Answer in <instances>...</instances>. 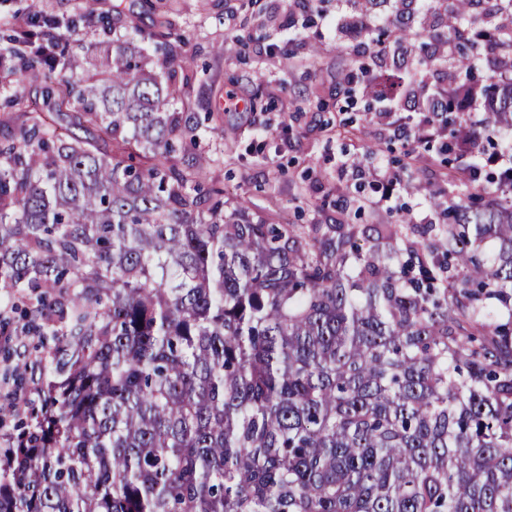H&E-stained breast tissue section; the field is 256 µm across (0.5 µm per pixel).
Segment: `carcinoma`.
<instances>
[{
  "label": "carcinoma",
  "mask_w": 512,
  "mask_h": 512,
  "mask_svg": "<svg viewBox=\"0 0 512 512\" xmlns=\"http://www.w3.org/2000/svg\"><path fill=\"white\" fill-rule=\"evenodd\" d=\"M410 2L436 34L377 29L397 95L436 39L458 80L488 44L512 61L488 21L512 0ZM33 25L0 39L24 105L0 121V334L53 347L39 403L0 409V512H512V200L478 164L422 241L276 222L204 186V153L174 162L199 134L172 28L82 61ZM488 81L484 131L512 142V81Z\"/></svg>",
  "instance_id": "obj_1"
}]
</instances>
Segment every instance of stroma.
Returning a JSON list of instances; mask_svg holds the SVG:
<instances>
[{
  "label": "stroma",
  "instance_id": "stroma-1",
  "mask_svg": "<svg viewBox=\"0 0 512 512\" xmlns=\"http://www.w3.org/2000/svg\"><path fill=\"white\" fill-rule=\"evenodd\" d=\"M0 0V28L30 27L33 12L74 22L82 43L142 38L159 22L183 35L195 80L184 100L208 116L200 146L214 163L207 180L247 199L252 211L297 224H406L411 236L437 223L469 177L471 156L458 159L455 178L441 164L438 143L412 148L384 121L371 120L384 102L367 92L372 77H354L350 54L372 56L369 39L336 32L350 13L342 0H325L323 14L297 10L296 0ZM240 110H224L227 91ZM399 183L388 200L376 191L380 175ZM357 198L361 211H341L337 200Z\"/></svg>",
  "mask_w": 512,
  "mask_h": 512
}]
</instances>
